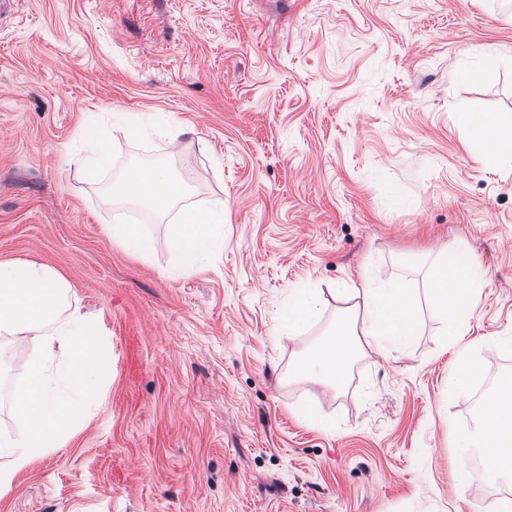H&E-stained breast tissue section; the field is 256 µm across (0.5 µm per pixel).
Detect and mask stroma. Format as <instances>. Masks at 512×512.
<instances>
[{
  "mask_svg": "<svg viewBox=\"0 0 512 512\" xmlns=\"http://www.w3.org/2000/svg\"><path fill=\"white\" fill-rule=\"evenodd\" d=\"M489 54L494 81L465 78ZM512 121V0H18L0 16V259L55 268L109 354L101 409L0 493V512H485L461 462L439 323L410 356L366 351L340 393L288 372L333 325L336 289L400 276L428 250L484 269L463 341L512 372V164L485 157L461 108ZM170 113L127 136L125 114ZM109 130L98 180L77 163L90 116ZM188 171L189 205L223 209L224 248L170 275L112 242L120 173ZM320 319L280 335L291 289ZM0 352V435L25 367ZM312 405L336 422L309 427ZM292 411L307 426L328 431L335 429V422L332 418L317 413L311 406L302 404L293 408Z\"/></svg>",
  "mask_w": 512,
  "mask_h": 512,
  "instance_id": "35a3bbf8",
  "label": "stroma"
}]
</instances>
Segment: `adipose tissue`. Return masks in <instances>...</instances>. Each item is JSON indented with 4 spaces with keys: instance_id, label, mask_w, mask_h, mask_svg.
Wrapping results in <instances>:
<instances>
[{
    "instance_id": "adipose-tissue-1",
    "label": "adipose tissue",
    "mask_w": 512,
    "mask_h": 512,
    "mask_svg": "<svg viewBox=\"0 0 512 512\" xmlns=\"http://www.w3.org/2000/svg\"><path fill=\"white\" fill-rule=\"evenodd\" d=\"M465 137L488 157L512 163V123L503 124L497 114L466 109L456 116ZM190 185L166 163L131 168L114 197L144 206L159 219H171L168 248L177 258V273L205 263L224 246L223 210H198L188 206ZM425 296H418L400 278L382 282L364 280L349 289L352 306L336 318L331 336L312 345L295 363L294 379L340 391L352 362L369 349H393L409 353L417 334L422 303H429L442 325L446 340L459 351L448 370L449 402L464 399L481 372L475 351L461 343L486 285L483 269L465 253L440 250L426 274ZM324 298L319 288L292 289L281 320L289 334L315 322ZM461 456L483 450L492 441L512 446V375L498 378L482 397L480 413L470 423L455 426Z\"/></svg>"
}]
</instances>
